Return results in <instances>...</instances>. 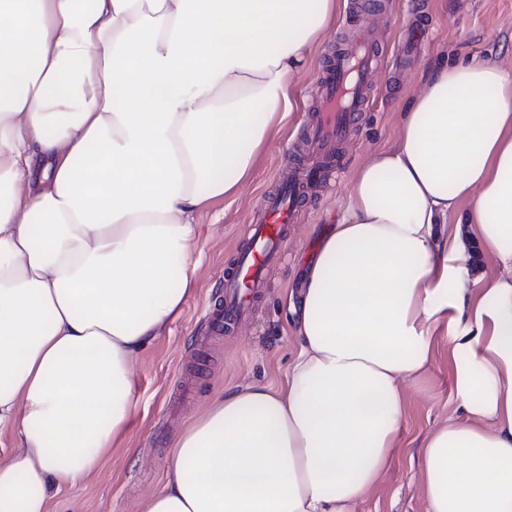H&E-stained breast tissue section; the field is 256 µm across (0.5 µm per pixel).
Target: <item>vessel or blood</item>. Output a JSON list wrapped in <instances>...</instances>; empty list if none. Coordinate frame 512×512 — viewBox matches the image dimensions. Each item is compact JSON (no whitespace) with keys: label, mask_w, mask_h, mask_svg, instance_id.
<instances>
[{"label":"vessel or blood","mask_w":512,"mask_h":512,"mask_svg":"<svg viewBox=\"0 0 512 512\" xmlns=\"http://www.w3.org/2000/svg\"><path fill=\"white\" fill-rule=\"evenodd\" d=\"M378 58L373 32L362 25L328 59L318 77L320 106L303 129L302 139L310 152L328 153L359 123ZM308 176L306 169H299L297 180L262 197L239 256L224 272V301L207 314L208 326H229L254 311L270 269L286 248L287 228L302 200L301 182Z\"/></svg>","instance_id":"1"}]
</instances>
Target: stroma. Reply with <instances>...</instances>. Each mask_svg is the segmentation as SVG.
<instances>
[{"label":"stroma","instance_id":"stroma-1","mask_svg":"<svg viewBox=\"0 0 512 512\" xmlns=\"http://www.w3.org/2000/svg\"><path fill=\"white\" fill-rule=\"evenodd\" d=\"M365 2L340 0L313 68L300 82L303 104L259 153L250 183L198 214L195 292L133 367L134 401L125 433L84 483L52 498L51 512H143L145 498L166 481L177 439L216 395L240 385L282 381L295 351L288 334V295L300 287L323 238L339 221L355 170L395 141L400 113L411 102L423 70L444 56L512 65V0H377L371 9ZM416 12L428 26L427 37L421 50L401 63L403 26ZM364 21L375 28L380 52L369 107L354 134L337 143L331 155H306L297 133L318 105V70L342 32ZM301 163L337 164L335 185L305 187V201L288 227L287 249L270 273V286L260 295L254 316L218 332L206 331L202 315L223 298L221 276L237 254L257 203L276 191L280 176ZM407 393L410 408L394 464L356 512H424L415 464L419 444L455 409L447 343L437 344L427 371L409 384Z\"/></svg>","mask_w":512,"mask_h":512}]
</instances>
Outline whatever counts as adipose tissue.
Returning a JSON list of instances; mask_svg holds the SVG:
<instances>
[{
    "label": "adipose tissue",
    "mask_w": 512,
    "mask_h": 512,
    "mask_svg": "<svg viewBox=\"0 0 512 512\" xmlns=\"http://www.w3.org/2000/svg\"><path fill=\"white\" fill-rule=\"evenodd\" d=\"M338 0H0V512H49L124 434L192 293L196 217L299 106ZM278 386L216 396L144 512H354L445 338L425 512H512V67L441 60L355 172Z\"/></svg>",
    "instance_id": "ef3b65f1"
}]
</instances>
